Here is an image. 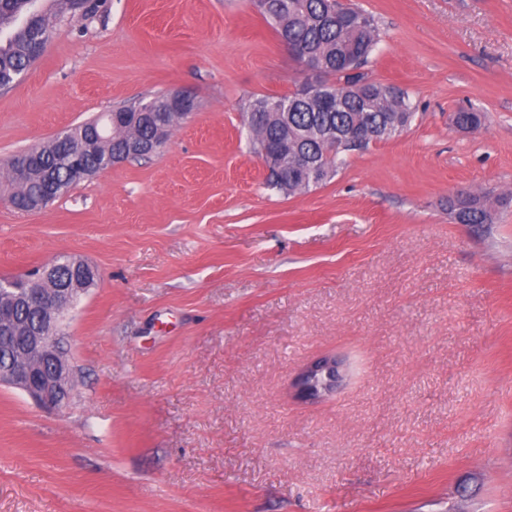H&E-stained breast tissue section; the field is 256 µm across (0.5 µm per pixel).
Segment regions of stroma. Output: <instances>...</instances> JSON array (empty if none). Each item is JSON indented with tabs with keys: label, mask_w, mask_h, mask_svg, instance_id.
I'll list each match as a JSON object with an SVG mask.
<instances>
[{
	"label": "stroma",
	"mask_w": 512,
	"mask_h": 512,
	"mask_svg": "<svg viewBox=\"0 0 512 512\" xmlns=\"http://www.w3.org/2000/svg\"><path fill=\"white\" fill-rule=\"evenodd\" d=\"M350 2L369 74L417 111L304 194L267 186L244 122L305 77L249 0H103L0 89V176L134 99L196 104L48 211L0 187V279L98 272L66 321L70 404L0 385V512H512V209L448 213L512 193V0ZM327 355L344 386L302 402ZM511 205L512 193L496 197L494 206L489 203L488 194L475 193L474 198L465 204V206L459 211L458 215H456L457 209L454 207L452 202L449 203V209L451 210V213L454 214V218L457 222L459 219V224L482 226L484 224H494L495 207L507 209L511 207ZM346 368L335 356L322 357L296 376L294 386L302 400L317 403L334 395L344 384Z\"/></svg>",
	"instance_id": "obj_1"
}]
</instances>
